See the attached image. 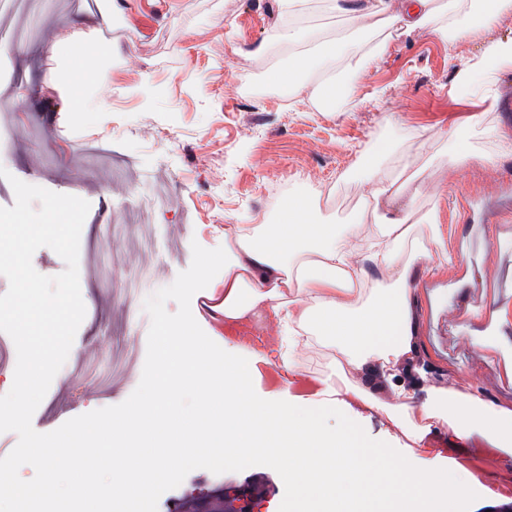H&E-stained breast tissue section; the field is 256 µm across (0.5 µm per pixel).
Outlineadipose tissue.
Listing matches in <instances>:
<instances>
[{
  "label": "adipose tissue",
  "instance_id": "adipose-tissue-1",
  "mask_svg": "<svg viewBox=\"0 0 512 512\" xmlns=\"http://www.w3.org/2000/svg\"><path fill=\"white\" fill-rule=\"evenodd\" d=\"M303 2L277 0L290 19L276 36L288 50V64L272 70L268 81L307 92L310 105L318 108L350 97L349 83L339 80L336 70L350 66L363 46L296 24ZM327 8L355 30L374 18L383 27L406 33L426 28L438 36L455 25L433 0H404L397 14L390 13L387 0H327ZM46 52L53 59L64 57L63 84L72 100L107 77L94 67V54L69 38L53 41ZM511 68L512 39L492 40L458 68L455 82L484 102L496 75ZM373 152L379 164L362 166L355 174L369 190L350 223L316 222L312 196L306 193L288 198L275 223L224 228V294L209 310L228 322L274 317L284 373L275 400L254 397L255 360L228 348L223 361L212 365L187 327L162 323V362L145 402L120 427H108L103 441L91 433L65 442L48 439L36 483L20 482L11 467L1 466L0 503H7V512H26L30 501L48 499L61 456L78 478L74 490L84 496L85 512H96L100 494L118 512H150L155 488L198 452L219 468L252 457L276 461L281 483L293 492L288 512H412L414 499L426 512H452V503L470 496L479 480L464 464H429L418 471L391 459L387 448L370 441L352 419L357 405L386 417L413 442L423 440L431 420L512 459V410L454 389L433 391L421 402L398 381L413 360L417 334L412 266L401 262L400 254L410 223L436 224L437 213L419 215L412 206L397 204L422 168L384 141ZM373 270L378 278H370ZM316 344L332 350L338 370L351 379L343 386L324 379L314 398L305 399L292 393L300 375L297 356ZM392 380L397 391L394 402L387 403L378 389ZM188 387L206 395L204 413L192 420L164 402ZM330 410L342 419L338 429L324 426ZM104 469L111 471V483L95 486L94 476Z\"/></svg>",
  "mask_w": 512,
  "mask_h": 512
}]
</instances>
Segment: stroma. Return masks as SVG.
Listing matches in <instances>:
<instances>
[{"label":"stroma","instance_id":"obj_1","mask_svg":"<svg viewBox=\"0 0 512 512\" xmlns=\"http://www.w3.org/2000/svg\"><path fill=\"white\" fill-rule=\"evenodd\" d=\"M280 25L274 0H55L37 21L38 37L20 48L8 42L17 21L0 15V166L11 177L56 193L80 192L90 204L80 237L79 274L86 316L69 356L32 418L41 433L75 416L122 403L138 386L150 317L142 301L173 283L191 263L192 243L224 244L228 224L260 225L277 217L272 187L282 193L315 188L360 197L366 186L350 174L380 139L448 172L441 192L408 186L405 199L438 213L444 250L415 266L411 286L417 322L415 372L404 381L418 400L455 388L512 409V378L491 345L512 349V220L494 223L493 203H512V158L496 167L450 165L449 130L469 135L476 150L494 140L472 134V117L512 136V112L499 101L512 95V70L492 87L497 103L484 107L459 96L454 84L463 61L480 54L483 38H440L428 31L392 30L381 57L366 58L346 77L354 93L336 111L311 109L304 94L266 85V72L288 62L275 41ZM105 37L111 61L107 81L88 95L100 109L76 112L57 87L59 66L44 52L61 37ZM118 226L120 248L107 247L104 225ZM457 263L445 265L444 253ZM147 268L138 303L112 299L126 272ZM191 310L219 345L265 354L254 383L257 395H276L275 321L225 325L202 304ZM487 345H479V337ZM304 375L293 386L308 397L336 376L329 350L300 357ZM364 433L412 466L460 462L480 480L454 512H502L512 503V460L432 424L411 446L386 418L360 410ZM232 484L264 498L260 512L287 503L274 463L254 457L242 470H224L204 454L157 487L153 512H191L196 488Z\"/></svg>","mask_w":512,"mask_h":512}]
</instances>
